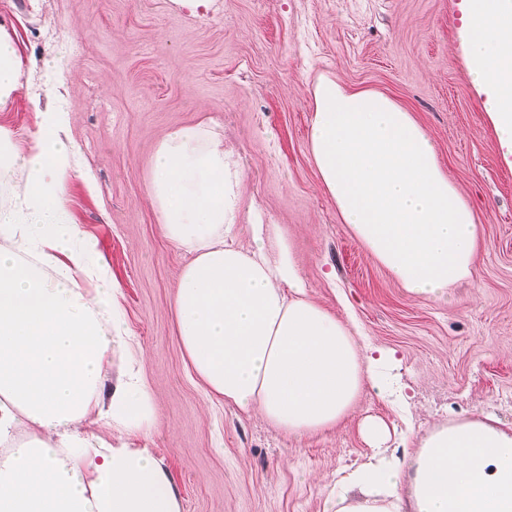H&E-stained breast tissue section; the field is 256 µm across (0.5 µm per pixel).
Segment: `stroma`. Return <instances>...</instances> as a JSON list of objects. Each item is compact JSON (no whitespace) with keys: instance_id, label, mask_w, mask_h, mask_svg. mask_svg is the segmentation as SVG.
<instances>
[{"instance_id":"35a3bbf8","label":"stroma","mask_w":512,"mask_h":512,"mask_svg":"<svg viewBox=\"0 0 512 512\" xmlns=\"http://www.w3.org/2000/svg\"><path fill=\"white\" fill-rule=\"evenodd\" d=\"M33 91L56 87L84 175L66 208L119 286L157 400L148 437L181 512H325L328 479L364 462V416L391 447L451 417L512 425V165L461 46L462 0H0ZM57 54L56 70L46 65ZM374 89L420 120L480 225L473 281L447 300L408 294L343 224L308 150L318 74ZM213 121L235 150L245 204L289 235L307 294L361 343L394 351L405 402L366 389L358 411L300 437L211 399L193 377L173 307L189 255L145 197L152 149Z\"/></svg>"}]
</instances>
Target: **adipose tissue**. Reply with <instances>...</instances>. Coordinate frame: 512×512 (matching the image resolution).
<instances>
[{
  "instance_id": "adipose-tissue-1",
  "label": "adipose tissue",
  "mask_w": 512,
  "mask_h": 512,
  "mask_svg": "<svg viewBox=\"0 0 512 512\" xmlns=\"http://www.w3.org/2000/svg\"><path fill=\"white\" fill-rule=\"evenodd\" d=\"M472 81L512 155V0H465ZM11 23L0 19V112L22 90ZM309 153L343 223L408 293L427 301L472 280L479 227L423 125L386 95L319 75ZM36 129L0 124V512H180L167 469L125 440L157 413L110 270L71 221L77 175L70 117L32 95ZM242 172L212 123L153 147L146 197L165 237L190 256L174 310L182 348L210 397L292 436L355 412L365 388L402 389L393 353L362 346L307 296L277 225L250 227ZM116 378H109V370ZM375 453L337 473L327 512H512V429L490 417L435 423L402 454L366 418Z\"/></svg>"
}]
</instances>
